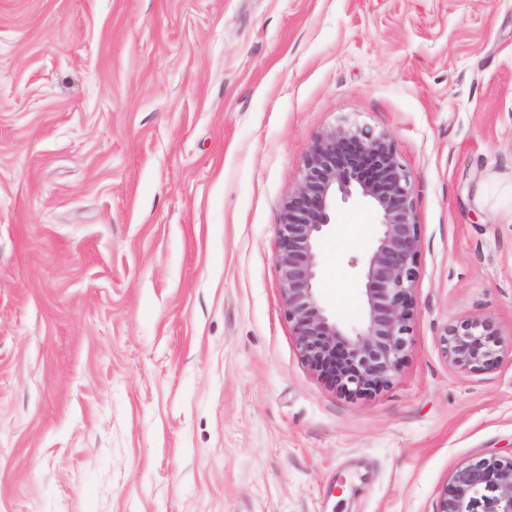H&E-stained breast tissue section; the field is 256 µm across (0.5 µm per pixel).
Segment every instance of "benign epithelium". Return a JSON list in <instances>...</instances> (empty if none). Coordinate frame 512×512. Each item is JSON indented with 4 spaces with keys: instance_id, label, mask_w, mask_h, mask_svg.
<instances>
[{
    "instance_id": "obj_1",
    "label": "benign epithelium",
    "mask_w": 512,
    "mask_h": 512,
    "mask_svg": "<svg viewBox=\"0 0 512 512\" xmlns=\"http://www.w3.org/2000/svg\"><path fill=\"white\" fill-rule=\"evenodd\" d=\"M411 195L410 177L387 134L333 129L314 139L302 180L277 218L275 263L299 355L349 396L389 384L406 356L419 276L420 224ZM351 199L374 207L379 234L363 269L364 313L348 329L318 301L317 247L335 225L336 203ZM442 342L452 364L473 372L493 369L503 344L491 321L480 317L449 325ZM437 512H512V456L458 467Z\"/></svg>"
}]
</instances>
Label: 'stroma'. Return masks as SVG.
I'll use <instances>...</instances> for the list:
<instances>
[{"label":"stroma","instance_id":"obj_1","mask_svg":"<svg viewBox=\"0 0 512 512\" xmlns=\"http://www.w3.org/2000/svg\"><path fill=\"white\" fill-rule=\"evenodd\" d=\"M388 134L420 225L407 355L301 360L276 222L316 135ZM376 212L321 304L362 313ZM512 0H0V512H437L512 454ZM452 364L473 372L489 371L499 362L503 340L487 318L467 317L450 324L442 335Z\"/></svg>","mask_w":512,"mask_h":512}]
</instances>
